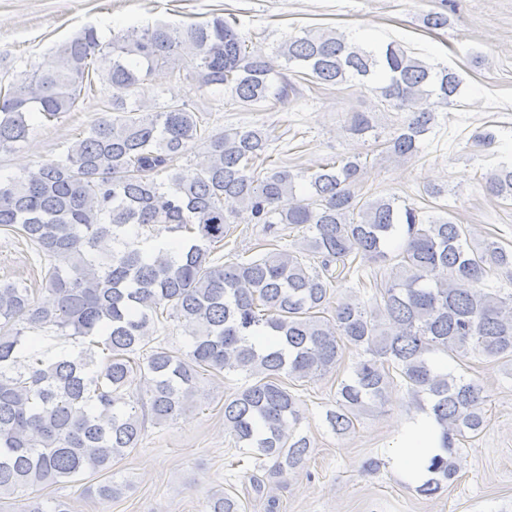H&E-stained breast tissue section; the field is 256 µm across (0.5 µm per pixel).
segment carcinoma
<instances>
[{"mask_svg": "<svg viewBox=\"0 0 512 512\" xmlns=\"http://www.w3.org/2000/svg\"><path fill=\"white\" fill-rule=\"evenodd\" d=\"M294 65L327 86L352 83L377 103L407 112L387 152H418L435 112L454 104L461 80L401 45L366 49L342 33L306 30L270 55L248 50L232 23L216 17L173 26L130 28L104 41L94 27L57 49L54 63L0 92V151L72 112L86 97H106L91 122L56 159L0 177V226L14 227L44 259L39 304L23 282H0V499L19 512H72L63 497L27 491L85 474L103 479L83 492L122 496L112 462L139 447L146 418L176 422L192 407L203 376L242 377L224 401V426L238 451L271 462L282 476L303 469L310 439L297 432L294 383L325 376L347 349L357 352L325 420L350 432L370 407L400 387L431 400L442 455L416 490L441 492L459 473V443L485 427L483 388L440 367L435 355L512 358V250L470 242L465 224L426 221L396 196L363 199L360 155L313 173L275 165L264 128L212 129L181 98L147 99L144 86L165 67L172 81L222 86L244 106L286 100ZM348 130L363 136L372 116L352 112ZM202 160L182 163L195 146ZM311 193L299 200L296 182ZM487 192L512 199V164L485 177ZM271 230L302 236L294 249L219 263L215 250L239 213ZM402 239L396 255L393 238ZM378 265L376 295L351 290L357 258ZM168 317L188 350L153 346L151 326ZM74 338L81 348L53 357L26 346L25 330ZM264 333L275 344L262 348ZM28 363L19 365V358ZM138 378L142 391L132 390ZM230 493H213L205 512H241Z\"/></svg>", "mask_w": 512, "mask_h": 512, "instance_id": "1", "label": "carcinoma"}]
</instances>
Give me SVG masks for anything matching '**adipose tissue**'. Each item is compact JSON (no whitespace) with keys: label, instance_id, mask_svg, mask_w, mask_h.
<instances>
[{"label":"adipose tissue","instance_id":"adipose-tissue-1","mask_svg":"<svg viewBox=\"0 0 512 512\" xmlns=\"http://www.w3.org/2000/svg\"><path fill=\"white\" fill-rule=\"evenodd\" d=\"M441 452L439 433L430 410L418 411L399 424L392 463L409 481L422 482L430 459Z\"/></svg>","mask_w":512,"mask_h":512}]
</instances>
